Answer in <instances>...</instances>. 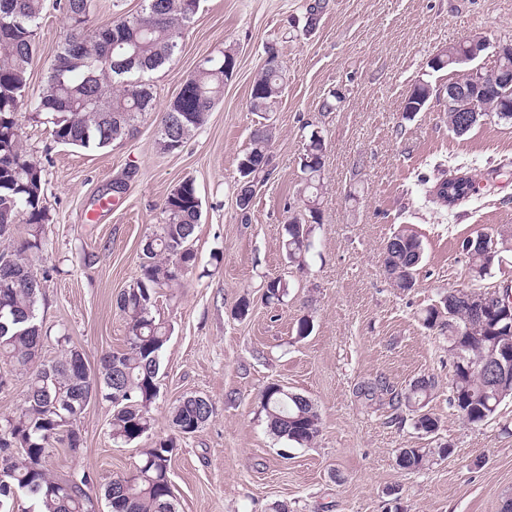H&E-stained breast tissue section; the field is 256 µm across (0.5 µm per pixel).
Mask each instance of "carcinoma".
<instances>
[{
	"mask_svg": "<svg viewBox=\"0 0 512 512\" xmlns=\"http://www.w3.org/2000/svg\"><path fill=\"white\" fill-rule=\"evenodd\" d=\"M47 0H0V358L14 370L28 375L27 390L19 413L0 419V472L8 473L0 484V512H13L14 501L24 496L26 512H91L89 490L94 477L79 471L65 480L51 476L47 460L52 441L66 437V447L77 455L84 439L78 422L84 412L79 399L92 392L112 404L110 435L117 443L129 444L152 429L151 408L158 396L161 353L169 340V328L154 314L159 288L177 285L196 263L192 249L201 218V199L195 182L185 178L167 194L162 204L160 231L147 238L140 254V277L116 300L123 313L128 338L124 348L104 353L97 371L89 369L83 354L70 346L66 335L57 337L61 356L37 363L46 334L37 322L42 284L34 271L32 256L41 250L42 226L48 220L44 169L23 147L22 108L51 125L55 140L81 148H104L133 133L136 123L155 110L150 74L171 59L183 32L191 24L200 0H142L135 15H120L105 28L94 25L98 0H62L67 32L38 97L25 101L35 37ZM110 56L105 66L102 59ZM206 58L188 78L174 103L162 111L160 146L174 151L201 128L224 92V60ZM434 72L448 71L455 83L472 77L445 54L430 66ZM286 71L264 62L254 78L249 110L269 113L276 109L283 92ZM429 94L417 81L404 99L409 110ZM484 104L498 121L512 125V96L501 97L488 85ZM250 146L238 166L257 183L270 175L271 136L259 123L250 132ZM324 139L310 133L305 152L311 163L303 169L308 194L302 200L304 213L289 212L283 245L288 262L303 268L312 247L307 229L321 220L320 199L324 166ZM433 202L448 206V179L428 190ZM18 224L27 225V236L13 237ZM466 251L469 269L482 278L499 263V254L476 246L470 239ZM423 256L422 240L400 230L383 246L385 271L393 287L409 291ZM268 300H280L287 283L274 277L264 285ZM467 289L448 290L439 306L425 310L427 328L448 329V352L452 361L451 402L469 423L479 424L496 412L512 395V381L486 377L480 372L489 352L512 348V326L497 321L498 311L480 316L468 304ZM436 387L431 377H421L405 393H391L394 406L423 408ZM270 432L300 446L315 442L320 418L305 396L284 392L275 383L260 394ZM214 406L205 397L190 394L170 407V421L180 435L199 431L213 416ZM173 439H162L146 448L142 459L126 476L104 487L109 512H175L169 466ZM398 465L407 470L429 464L424 448H402Z\"/></svg>",
	"mask_w": 512,
	"mask_h": 512,
	"instance_id": "obj_1",
	"label": "carcinoma"
}]
</instances>
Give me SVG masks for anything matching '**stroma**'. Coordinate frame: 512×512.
I'll list each match as a JSON object with an SVG mask.
<instances>
[{
    "mask_svg": "<svg viewBox=\"0 0 512 512\" xmlns=\"http://www.w3.org/2000/svg\"><path fill=\"white\" fill-rule=\"evenodd\" d=\"M201 0L178 51L151 76L164 109L207 57L231 48L237 68L207 122L173 152L161 150L156 114L105 148L55 142L52 129L22 117L23 143L46 179L48 220L35 269L43 279L38 315L49 333L39 353L60 356L68 334L90 367L123 348L127 326L117 296L139 274L141 244L163 222L161 204L182 179L201 199L193 272L162 289L154 312L170 327L161 354L159 395L149 434L129 444L110 436L112 406L94 399L80 422L84 448L50 451L61 479L86 470L98 484L127 475L143 449L175 438L170 463L177 512H502L512 498V397L489 420L470 424L450 401L448 333L427 329L421 312L448 289L512 285V127L488 117L463 136L446 122L445 101L407 119L403 101L428 73L436 51L479 33L512 40V0ZM67 20L54 0L36 35L26 94L45 83ZM274 46L288 82L276 111H249L251 84ZM342 99L332 111L322 103ZM271 128L272 169L258 184L248 217L236 207L238 160L259 122ZM326 143L322 221L312 225L304 268L282 248L288 207L303 186L300 158L311 129ZM473 168L480 189L443 211L418 191L439 165ZM416 232L424 257L411 291L393 288L382 248L400 229ZM502 244V260L471 280L462 243L478 234ZM282 277L288 291L266 302L263 284ZM248 300L246 316L236 314ZM308 317V336L297 322ZM434 377L425 407L435 433L416 429L411 411L388 398L359 397L380 381L396 392ZM272 382L317 408L321 433L309 446L274 436L259 394ZM208 398L215 412L198 432L176 436L169 408L179 397ZM450 446L420 470L402 469L403 448Z\"/></svg>",
    "mask_w": 512,
    "mask_h": 512,
    "instance_id": "obj_1",
    "label": "stroma"
}]
</instances>
